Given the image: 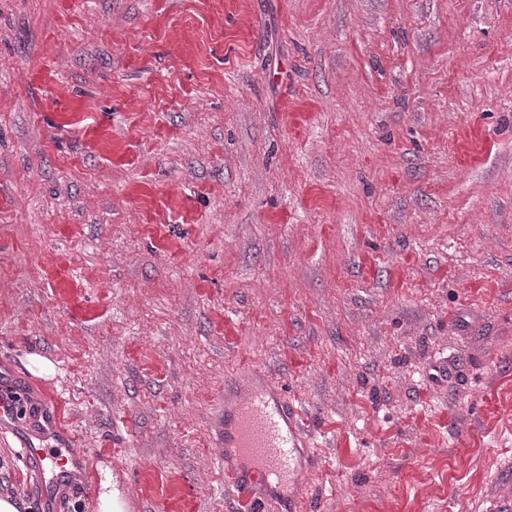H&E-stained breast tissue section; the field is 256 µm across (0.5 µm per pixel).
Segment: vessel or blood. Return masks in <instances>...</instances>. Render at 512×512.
I'll use <instances>...</instances> for the list:
<instances>
[{"label":"vessel or blood","instance_id":"vessel-or-blood-1","mask_svg":"<svg viewBox=\"0 0 512 512\" xmlns=\"http://www.w3.org/2000/svg\"><path fill=\"white\" fill-rule=\"evenodd\" d=\"M307 442L302 405L283 386L259 371L226 383L213 445L224 466L225 486L246 512H260L272 488L287 492L291 512H304L297 488L300 469L309 463ZM22 458L48 492L74 479L79 469L69 449L47 444H24Z\"/></svg>","mask_w":512,"mask_h":512}]
</instances>
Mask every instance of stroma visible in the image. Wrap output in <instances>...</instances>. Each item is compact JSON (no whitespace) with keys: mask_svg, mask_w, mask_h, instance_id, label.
<instances>
[{"mask_svg":"<svg viewBox=\"0 0 512 512\" xmlns=\"http://www.w3.org/2000/svg\"><path fill=\"white\" fill-rule=\"evenodd\" d=\"M251 367L307 512H512V0H0V384L59 405L0 431L19 512L31 441L237 512ZM213 428L225 486L247 511L260 512L273 486L289 490L290 512L305 511L296 489L300 468L310 461L309 433L297 398L263 372L241 375L225 384L224 413Z\"/></svg>","mask_w":512,"mask_h":512,"instance_id":"35a3bbf8","label":"stroma"}]
</instances>
